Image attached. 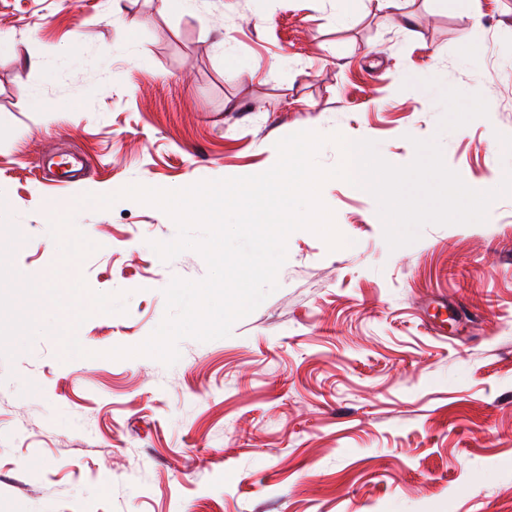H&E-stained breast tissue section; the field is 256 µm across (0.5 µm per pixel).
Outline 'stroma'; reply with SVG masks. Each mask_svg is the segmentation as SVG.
Returning <instances> with one entry per match:
<instances>
[{
  "mask_svg": "<svg viewBox=\"0 0 512 512\" xmlns=\"http://www.w3.org/2000/svg\"><path fill=\"white\" fill-rule=\"evenodd\" d=\"M232 49L236 68L225 63ZM489 106L438 133L441 90ZM376 142L396 166L438 138L471 187L512 170V0H0V199L16 269L126 292L122 314L49 328L0 357V512H512V196L475 224H428L390 250L377 203L321 190L349 246L287 240L278 287L228 337L179 342L173 366L108 358L145 341L172 278L200 280L162 210L128 198L262 173L299 131ZM83 181L49 190L47 151ZM57 213H50V206Z\"/></svg>",
  "mask_w": 512,
  "mask_h": 512,
  "instance_id": "35a3bbf8",
  "label": "stroma"
}]
</instances>
